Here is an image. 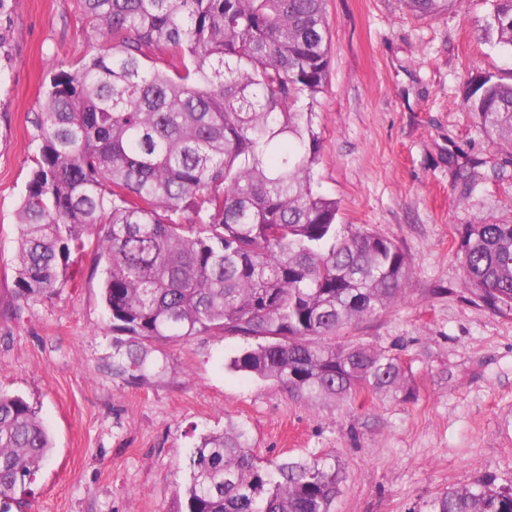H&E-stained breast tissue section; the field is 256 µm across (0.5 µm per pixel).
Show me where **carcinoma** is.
Wrapping results in <instances>:
<instances>
[{
    "label": "carcinoma",
    "mask_w": 512,
    "mask_h": 512,
    "mask_svg": "<svg viewBox=\"0 0 512 512\" xmlns=\"http://www.w3.org/2000/svg\"><path fill=\"white\" fill-rule=\"evenodd\" d=\"M93 51L52 74L17 210L14 299L74 280L99 237L116 373L158 374L151 345L205 332L252 337L231 369L310 401L404 387L400 359L336 344L347 325L402 299L410 274L391 239L338 223L315 181V104L331 44L325 0H77ZM512 49V0L485 24ZM512 147V82L486 74L464 99ZM466 290L512 311V224H470L458 249ZM52 438L19 396L0 393V512L20 504ZM185 512H332L340 467L262 461L242 425L200 437ZM433 512H512V486L478 479Z\"/></svg>",
    "instance_id": "obj_1"
}]
</instances>
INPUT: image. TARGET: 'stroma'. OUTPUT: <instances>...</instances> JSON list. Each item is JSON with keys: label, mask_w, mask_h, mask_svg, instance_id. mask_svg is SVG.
Here are the masks:
<instances>
[{"label": "stroma", "mask_w": 512, "mask_h": 512, "mask_svg": "<svg viewBox=\"0 0 512 512\" xmlns=\"http://www.w3.org/2000/svg\"><path fill=\"white\" fill-rule=\"evenodd\" d=\"M487 0L433 16L405 0H327L331 62L318 96L320 190L339 221L401 246L403 298L337 342L398 356L406 391L312 402L229 370L254 340L199 334L161 345L163 370L114 373L98 238L74 281L16 304V208L30 171L32 121L51 74L91 50L75 0H14L0 61V390L24 398L54 443L21 512H177L202 434L247 429L262 459L339 464L333 512H430L441 492L480 476L512 484V312L470 300L456 254L470 224H512L507 152L463 106L467 85L512 79V54L486 39ZM482 160L461 196L459 166Z\"/></svg>", "instance_id": "35a3bbf8"}]
</instances>
